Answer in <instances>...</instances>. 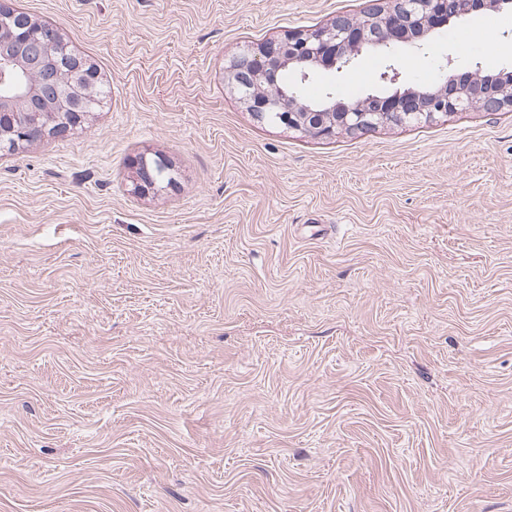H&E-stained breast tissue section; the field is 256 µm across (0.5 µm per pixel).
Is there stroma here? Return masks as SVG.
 Here are the masks:
<instances>
[{"instance_id":"stroma-1","label":"stroma","mask_w":512,"mask_h":512,"mask_svg":"<svg viewBox=\"0 0 512 512\" xmlns=\"http://www.w3.org/2000/svg\"><path fill=\"white\" fill-rule=\"evenodd\" d=\"M366 3L22 0L108 97L0 156V512H512V112L321 139L224 83ZM448 54L511 66L512 11L395 61ZM166 162L159 156L147 157L141 155L133 161L130 167V178L134 191L140 194L154 193L158 190V183L153 174L154 171H162Z\"/></svg>"}]
</instances>
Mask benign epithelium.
Wrapping results in <instances>:
<instances>
[{
    "instance_id": "1",
    "label": "benign epithelium",
    "mask_w": 512,
    "mask_h": 512,
    "mask_svg": "<svg viewBox=\"0 0 512 512\" xmlns=\"http://www.w3.org/2000/svg\"><path fill=\"white\" fill-rule=\"evenodd\" d=\"M18 0H0V84H24L23 104L49 99L50 113L34 114L27 128H12L0 139V155L13 152L18 143L31 139L35 130L53 128L66 136L83 121L90 106V70L81 61L65 64L41 52L45 41L68 44L60 30L28 18ZM512 10V0H370L358 19L338 14L326 26L290 33L280 39L253 44L233 55L224 67V82L240 103L259 122L267 112H282L288 129L331 138L338 133L356 135L388 124L433 122L457 112L479 108L490 114L512 111V70L486 73L477 65L473 75L460 81L454 58L448 54L438 83L429 87H405L395 62L379 72V81L391 92L364 99L338 100L327 93L314 104L285 90L277 81L291 69L305 81L318 71L342 72L370 48L394 50L402 45L417 49L427 44L436 30L474 12ZM166 167L162 158L141 155L130 167L134 191L158 190L154 172Z\"/></svg>"
}]
</instances>
